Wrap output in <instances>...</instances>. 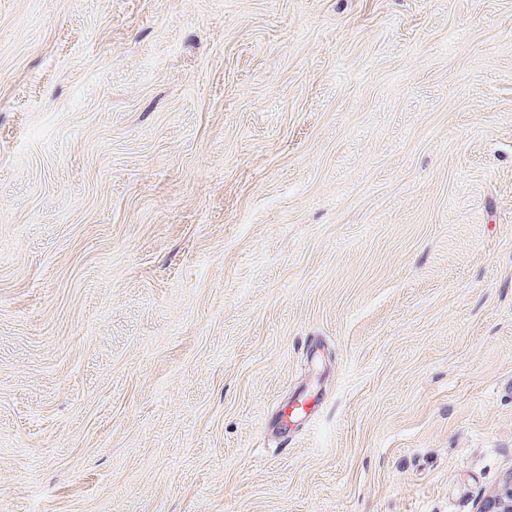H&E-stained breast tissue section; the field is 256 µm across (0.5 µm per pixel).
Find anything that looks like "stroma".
I'll use <instances>...</instances> for the list:
<instances>
[{"mask_svg": "<svg viewBox=\"0 0 512 512\" xmlns=\"http://www.w3.org/2000/svg\"><path fill=\"white\" fill-rule=\"evenodd\" d=\"M511 474L512 0H0V512Z\"/></svg>", "mask_w": 512, "mask_h": 512, "instance_id": "1", "label": "stroma"}]
</instances>
